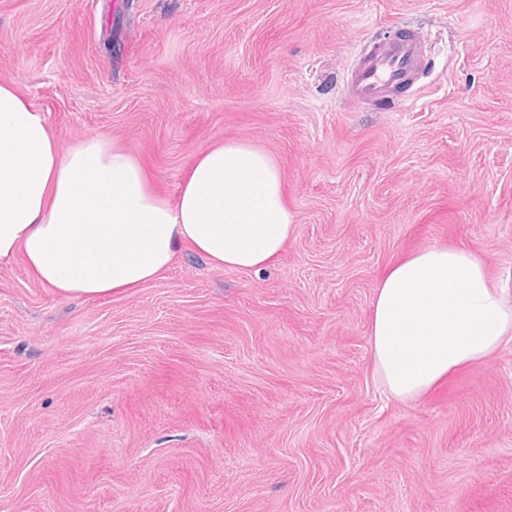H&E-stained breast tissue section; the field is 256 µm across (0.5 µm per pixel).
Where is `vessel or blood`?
<instances>
[{
    "instance_id": "b4317fda",
    "label": "vessel or blood",
    "mask_w": 512,
    "mask_h": 512,
    "mask_svg": "<svg viewBox=\"0 0 512 512\" xmlns=\"http://www.w3.org/2000/svg\"><path fill=\"white\" fill-rule=\"evenodd\" d=\"M424 67V38L420 33L408 31L369 44L346 74L345 86L357 101L390 104Z\"/></svg>"
}]
</instances>
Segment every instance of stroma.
I'll return each instance as SVG.
<instances>
[{
    "label": "stroma",
    "instance_id": "stroma-1",
    "mask_svg": "<svg viewBox=\"0 0 512 512\" xmlns=\"http://www.w3.org/2000/svg\"><path fill=\"white\" fill-rule=\"evenodd\" d=\"M408 29L404 100L350 98L363 44ZM6 81L169 196L202 147L267 151L295 234L259 272L183 251L95 300L0 264V512H512V343L401 403L369 340L424 248L512 296V0H0Z\"/></svg>",
    "mask_w": 512,
    "mask_h": 512
}]
</instances>
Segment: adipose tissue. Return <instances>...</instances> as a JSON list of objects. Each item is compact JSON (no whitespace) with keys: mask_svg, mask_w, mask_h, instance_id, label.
<instances>
[{"mask_svg":"<svg viewBox=\"0 0 512 512\" xmlns=\"http://www.w3.org/2000/svg\"><path fill=\"white\" fill-rule=\"evenodd\" d=\"M294 233L280 166L243 141L198 150L174 197L100 134L61 148L44 114L0 83V263L66 299L125 293L183 249L215 267L276 264ZM372 368L401 401L512 342V300L474 252L434 246L392 264L373 301Z\"/></svg>","mask_w":512,"mask_h":512,"instance_id":"ef3b65f1","label":"adipose tissue"}]
</instances>
